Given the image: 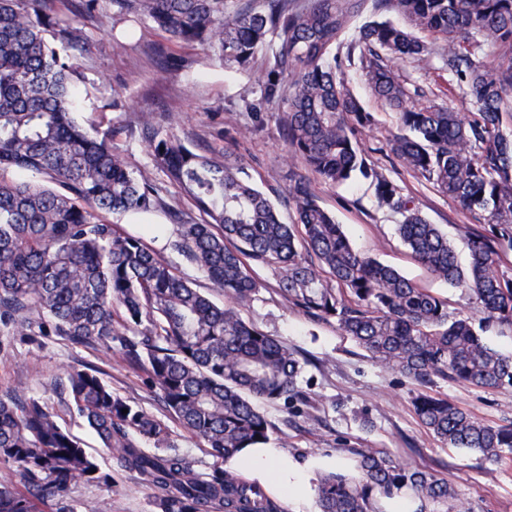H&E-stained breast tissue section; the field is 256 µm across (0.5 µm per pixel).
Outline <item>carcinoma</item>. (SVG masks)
<instances>
[{"mask_svg":"<svg viewBox=\"0 0 512 512\" xmlns=\"http://www.w3.org/2000/svg\"><path fill=\"white\" fill-rule=\"evenodd\" d=\"M228 3L112 0L175 41L217 51L226 69L246 68L258 51H272L263 99L287 104L284 131L293 155L325 182H369L378 210L414 257L469 292L487 324L512 325V274L502 269L512 251V0H373V18L358 28L362 72L395 114L390 153L490 225L487 233L468 234L465 267L440 225L361 148L360 136L378 125V113L349 89L336 44L366 0H263L249 10ZM390 11L403 22L384 17ZM85 40L81 27L48 13L45 0H0L1 325L35 324L39 336L80 345L119 342L173 419L222 460L268 447L274 430L260 404L300 397L297 351L242 317L259 288L254 263L273 271L289 302L335 320L384 368L486 390L512 386V353L491 348L447 302L356 251L303 178L288 189L296 222L285 224L240 164L198 154L173 136L149 137L156 168L205 216L182 225L175 247L224 293L222 304L192 287L143 238L121 232L107 216L143 221L166 204L153 179L112 150L104 114L79 121ZM433 44L461 100H474L477 111L412 103L425 91L407 87L398 63L421 59ZM26 172L48 184L19 177ZM63 389L117 463L160 490L164 512H279L239 470L204 475L176 452L144 451L139 440L160 444L165 428L114 394L97 370H69ZM414 406L442 444L492 463L512 457V424L486 425L436 394L419 393ZM0 465L21 480L0 481V512H40L39 503L65 502L80 482H112L58 414L25 393L0 396ZM357 472L320 479L319 512H375L378 499L404 490L416 512H448L455 499L434 473L372 448L359 454Z\"/></svg>","mask_w":512,"mask_h":512,"instance_id":"obj_1","label":"carcinoma"}]
</instances>
